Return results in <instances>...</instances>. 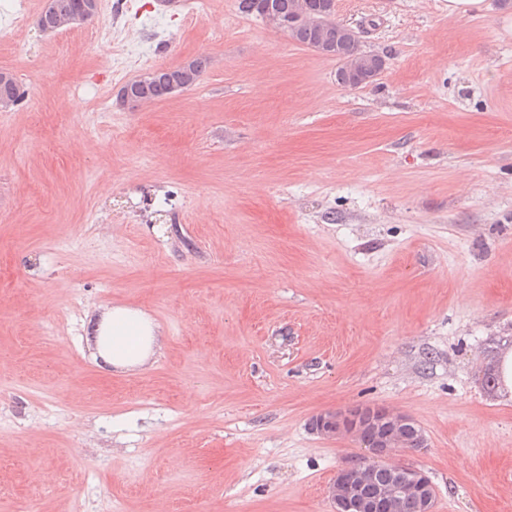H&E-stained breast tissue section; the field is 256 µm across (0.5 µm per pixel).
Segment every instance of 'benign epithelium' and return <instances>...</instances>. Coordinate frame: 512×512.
<instances>
[{
  "mask_svg": "<svg viewBox=\"0 0 512 512\" xmlns=\"http://www.w3.org/2000/svg\"><path fill=\"white\" fill-rule=\"evenodd\" d=\"M101 0H78L70 9L60 0H47L48 15L56 27L84 23L95 18ZM268 23L286 31L299 23L303 15L285 16L268 7L262 13ZM312 428L323 435L352 434L368 448L373 459L351 461L339 470L329 488L333 512H403L409 503L416 504L419 512H433L435 492L421 471L407 470L401 479L377 491L373 501L362 497L363 489L373 480L374 469L380 461L388 459L400 448H422L426 439L418 424L409 415L386 407H353L343 411L325 412L312 420Z\"/></svg>",
  "mask_w": 512,
  "mask_h": 512,
  "instance_id": "obj_1",
  "label": "benign epithelium"
}]
</instances>
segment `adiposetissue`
<instances>
[{
	"instance_id": "obj_1",
	"label": "adipose tissue",
	"mask_w": 512,
	"mask_h": 512,
	"mask_svg": "<svg viewBox=\"0 0 512 512\" xmlns=\"http://www.w3.org/2000/svg\"><path fill=\"white\" fill-rule=\"evenodd\" d=\"M88 333L106 369L142 366L159 346L157 325L143 311L121 305L107 311Z\"/></svg>"
}]
</instances>
